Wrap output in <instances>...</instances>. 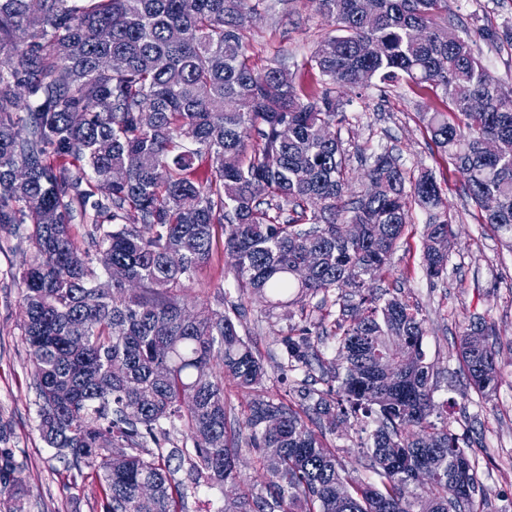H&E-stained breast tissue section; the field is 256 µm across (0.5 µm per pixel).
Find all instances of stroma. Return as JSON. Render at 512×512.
<instances>
[{
	"label": "stroma",
	"mask_w": 512,
	"mask_h": 512,
	"mask_svg": "<svg viewBox=\"0 0 512 512\" xmlns=\"http://www.w3.org/2000/svg\"><path fill=\"white\" fill-rule=\"evenodd\" d=\"M448 16L474 34L484 28L512 30V0H448ZM246 26L247 49L256 67L279 66L298 84L309 82L303 63L314 43L332 29L314 0H263ZM342 100L345 119L334 132L352 155L349 197L364 194L368 188L364 172L373 155L384 151L407 175L431 170L442 188L452 220L447 275L432 280L422 269L427 217L417 208L387 268L371 276L369 283L377 295L400 289L402 299L419 308L426 327L422 348L435 386L437 412L432 420L448 428L476 459L488 512H512V251L484 223L480 209L466 197L458 173L434 146L419 118L420 112L445 109L441 91H414L405 83L384 89L375 85L359 95L343 93ZM29 229L26 223L0 228V427L6 433V447L33 490L25 512H102L103 491L95 474L88 470L82 479L72 480L38 431L36 392L23 333V267L15 250ZM198 279L189 291L197 304H212L219 284L225 303H243L241 333L263 360L266 394L289 399L304 382H315L320 390L330 385L319 367L285 368L281 340L292 326L304 322L333 329L337 307L316 297L301 306L270 311L260 297L240 298L220 235L214 240V260ZM472 315L495 329L489 342L497 353L498 387L486 397L468 388L458 357L460 337ZM373 428V423L348 417L327 435L326 444L347 467H361Z\"/></svg>",
	"instance_id": "stroma-1"
}]
</instances>
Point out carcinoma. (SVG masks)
<instances>
[{"mask_svg":"<svg viewBox=\"0 0 512 512\" xmlns=\"http://www.w3.org/2000/svg\"><path fill=\"white\" fill-rule=\"evenodd\" d=\"M251 2L0 0V226L32 221L23 330L41 437L74 476L99 473L103 512H185L190 491L244 486L243 447L262 465L263 489L219 512H486L475 460L430 421L423 319L395 295L368 308L361 294L416 207L428 214L423 269L431 279L447 272L441 186L429 171L406 182L384 152L367 167L369 190L347 200L348 154L324 128L345 120L341 91L400 80L441 89L447 111L422 120L512 249V93L470 36H442L448 0H318L334 33L306 61L315 85L284 88L277 67L258 72L247 54ZM372 41L374 55L363 51ZM112 56L124 67L105 66ZM70 155L83 165L60 162ZM114 169L124 181L112 183ZM93 181L108 193L80 248L72 225ZM218 231L240 290L273 310L350 289L333 300L336 387L305 385L294 400L262 393L239 306L189 307ZM104 254L122 272L110 290L96 288L111 274ZM487 330L472 318L459 345L481 396L498 385L494 347L472 342ZM323 335L291 328L286 367L333 370ZM227 377L251 395L235 425ZM348 413L377 423L366 479L325 445ZM175 431L192 450L173 445ZM28 494L0 448V505L22 512Z\"/></svg>","mask_w":512,"mask_h":512,"instance_id":"1","label":"carcinoma"}]
</instances>
